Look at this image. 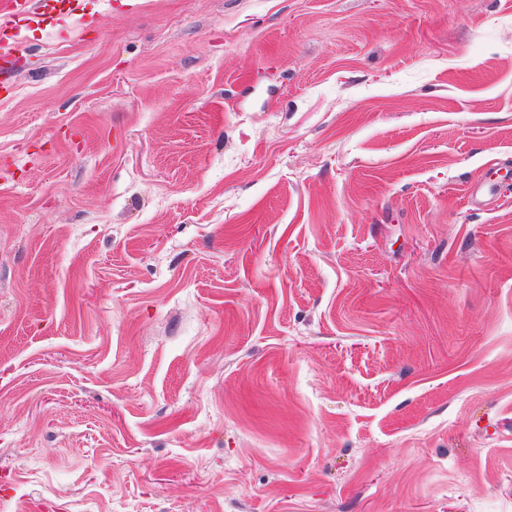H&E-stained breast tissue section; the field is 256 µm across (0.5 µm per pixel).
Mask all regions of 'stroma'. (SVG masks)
<instances>
[{
    "instance_id": "stroma-1",
    "label": "stroma",
    "mask_w": 512,
    "mask_h": 512,
    "mask_svg": "<svg viewBox=\"0 0 512 512\" xmlns=\"http://www.w3.org/2000/svg\"><path fill=\"white\" fill-rule=\"evenodd\" d=\"M18 27L0 512H512V0Z\"/></svg>"
}]
</instances>
